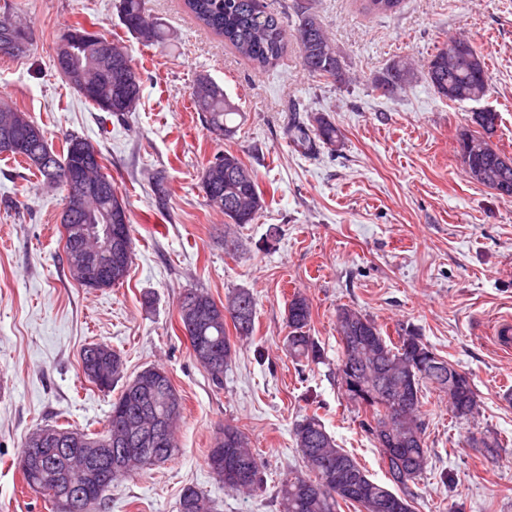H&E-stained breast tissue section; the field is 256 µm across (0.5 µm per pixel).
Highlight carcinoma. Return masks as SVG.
Masks as SVG:
<instances>
[{
  "mask_svg": "<svg viewBox=\"0 0 512 512\" xmlns=\"http://www.w3.org/2000/svg\"><path fill=\"white\" fill-rule=\"evenodd\" d=\"M196 20L206 29L224 37L243 58L257 69L265 70L278 61L288 48V24L282 17L266 11L263 0H185ZM400 0H363L369 15H383L396 10ZM119 13L125 28L143 43L162 47L170 34L157 20L146 13L145 0H120ZM295 40L304 70L312 77L336 86L349 79L343 57L327 35L318 15L310 8L299 5L296 10ZM126 89L112 93V104L105 106V88L98 86V76L87 75L80 83L74 70L61 72L66 81L98 110L123 115L136 110L142 94V81L124 57ZM426 79L439 97L451 102H473L483 98L487 91L486 66H476L470 54L457 52L448 55L443 47L427 60ZM415 77L411 64L403 60L392 61L382 72L370 78L372 88L386 97L395 96L409 86ZM193 102L203 123L217 138L228 139L237 132L235 117L238 106L211 77L196 80ZM10 113L22 122L24 129L37 128L27 135L22 151L0 146L6 158H21L28 169L48 186L64 185L65 166L74 158L69 156L75 136H64L62 154H56L48 144L42 127L25 113L4 104L0 118ZM499 114L474 113L477 131L465 130L458 138L457 151L469 177L481 172L476 180L500 196L512 197V163L498 148L480 146L484 138L496 131ZM316 127L297 121L292 127V141L304 152L314 151L318 145L335 149L342 133L324 117L315 118ZM55 157L56 174L49 178L42 164L32 162L35 156ZM224 166L209 162L201 174V188L207 203L218 208L230 224H250L263 208L264 200L254 171L241 158L224 152ZM103 208L112 209L131 224L129 211L117 190L103 202ZM224 315L220 319L203 322L187 330L189 348H201L208 357L199 364L208 372L212 382L224 384V369L230 362L235 345L227 334L232 324L238 339H248L255 330L256 300L253 293L238 288L227 297ZM311 321L309 300L300 293L288 303V353L298 359L319 362L324 350L308 334ZM340 336L339 367L354 360L358 363L350 379L345 381L347 399L364 409L369 419L363 422L367 431L379 445L387 480L398 491L371 478L365 468L327 432L315 413L300 420L294 428L296 448L306 473L290 472L277 492L278 512H339L340 502L357 504L364 512H413L411 484L420 478L428 466L429 452L425 441L424 424L420 419L423 391L434 389L448 396V406L454 417L466 419L478 407V394L468 374L457 368L422 337L406 332L393 342L383 329L362 312L340 307L336 313ZM109 347L90 344L81 354L85 376L90 382L97 377H112L109 383H99L103 390L112 389L123 371V359ZM181 397L174 388L165 369L152 366L143 369L123 384L120 394L112 401L108 422L112 423L110 446L106 462L96 469H87L74 452L54 448H32V436H27L17 457V464L26 485L35 492L53 490L62 498L81 502L79 494L85 488L100 485L108 488L112 482L126 478L144 468L164 463L179 451L176 430L182 414ZM141 420L145 424L166 426L164 443L143 441L129 432L128 422ZM231 463L250 472V481L234 483L229 488L246 493L262 488V465L250 438L238 427L220 428L209 449L207 464L221 480L226 481L224 464ZM179 512H215L213 501L193 486L183 489L179 499Z\"/></svg>",
  "mask_w": 512,
  "mask_h": 512,
  "instance_id": "1",
  "label": "carcinoma"
}]
</instances>
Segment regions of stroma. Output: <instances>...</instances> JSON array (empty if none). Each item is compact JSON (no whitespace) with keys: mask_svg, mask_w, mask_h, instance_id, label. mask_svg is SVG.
Instances as JSON below:
<instances>
[{"mask_svg":"<svg viewBox=\"0 0 512 512\" xmlns=\"http://www.w3.org/2000/svg\"><path fill=\"white\" fill-rule=\"evenodd\" d=\"M294 15L305 4L340 49L350 80L310 76L296 45L258 71L223 37L203 28L185 0H146L171 34L148 47L129 33L118 0H0V15L30 26L27 53L0 51V102L26 112L61 149L65 133L103 155L131 217L133 256L123 284L84 288L64 253L66 191L45 188L31 171L0 158V512H52L15 466L25 438L54 423L102 431L119 388L102 390L81 369L84 346L119 353L124 377L162 366L183 401L181 448L170 460L116 482L89 512H179L184 487L206 493L217 512H277L281 478L303 464L293 428L318 414L337 445L373 479L385 481L366 415L345 396L336 311L357 309L387 332L414 330L466 372L480 397L476 418L452 416L444 394L428 393L421 419L429 464L412 486L414 512H512V354L494 326L512 317V199L472 182L455 152L472 115L499 114L494 144L512 156V0H401L368 16L360 0H264ZM76 24L118 40L143 85L136 111H97L53 65L63 33ZM465 33L487 64L477 102L440 98L425 76L392 98L369 79L393 59L424 63ZM223 86L242 113L233 139L215 140L192 105L199 76ZM325 117L343 139L313 154L296 149L294 120ZM237 154L257 175L266 205L251 224L226 226L200 188L220 152ZM165 175L168 193L153 182ZM216 302L246 288L256 331L238 344L215 387L193 358L178 317L184 291ZM310 302L309 334L321 362H298L285 346L288 303ZM251 439L262 464L260 491L221 483L206 454L221 425ZM496 432L495 458L471 445Z\"/></svg>","mask_w":512,"mask_h":512,"instance_id":"35a3bbf8","label":"stroma"}]
</instances>
